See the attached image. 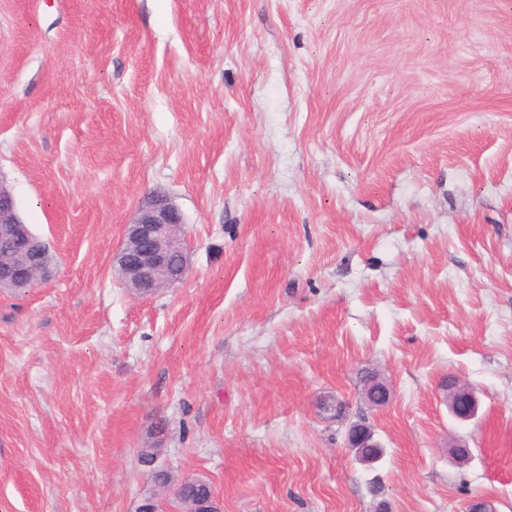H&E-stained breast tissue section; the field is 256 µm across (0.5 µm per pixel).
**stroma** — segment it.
Here are the masks:
<instances>
[{
	"instance_id": "stroma-1",
	"label": "stroma",
	"mask_w": 512,
	"mask_h": 512,
	"mask_svg": "<svg viewBox=\"0 0 512 512\" xmlns=\"http://www.w3.org/2000/svg\"><path fill=\"white\" fill-rule=\"evenodd\" d=\"M0 184L56 257L0 292V512H179L157 468L223 512H512V0H0ZM156 192L189 271L137 298ZM183 224L180 210L157 193L124 225L123 242L113 263L132 294L149 296L186 276L189 248ZM175 260L179 262L176 269ZM444 387L448 408L458 420L467 421L477 415L479 399L473 388L454 378H448ZM358 421V422H357ZM356 422L349 425L347 430V441L350 448L358 450L359 457L366 462L377 460L381 455V445L374 439V433L366 425V423L359 418ZM362 448H378V452L374 455H363Z\"/></svg>"
}]
</instances>
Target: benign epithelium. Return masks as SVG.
I'll return each mask as SVG.
<instances>
[{"label": "benign epithelium", "instance_id": "7a95c632", "mask_svg": "<svg viewBox=\"0 0 512 512\" xmlns=\"http://www.w3.org/2000/svg\"><path fill=\"white\" fill-rule=\"evenodd\" d=\"M180 210L161 193L153 195L124 225L123 242L113 257L114 267L125 287L145 297L179 283L188 272V241ZM0 240L7 248L0 252V290H15L25 284L32 288L50 276L53 258L46 243L33 234L18 213L9 189L0 184ZM451 413L461 421L477 415L479 399L473 388L454 378L445 385ZM365 397L373 407L384 406L390 391L377 377L369 380ZM348 446L358 451L381 448L363 420L349 425Z\"/></svg>", "mask_w": 512, "mask_h": 512}]
</instances>
